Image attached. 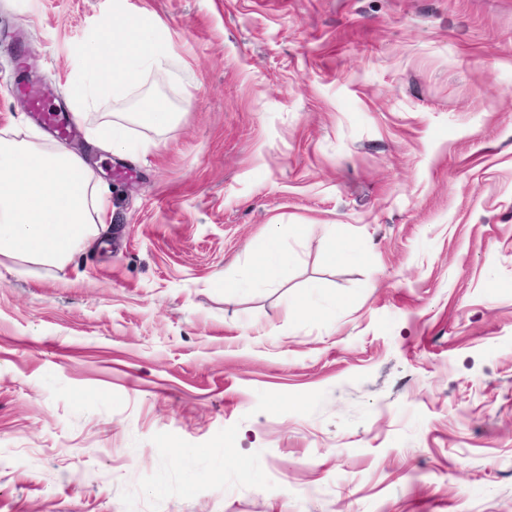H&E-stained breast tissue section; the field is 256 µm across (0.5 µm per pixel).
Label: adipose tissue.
Instances as JSON below:
<instances>
[{"instance_id":"1","label":"adipose tissue","mask_w":512,"mask_h":512,"mask_svg":"<svg viewBox=\"0 0 512 512\" xmlns=\"http://www.w3.org/2000/svg\"><path fill=\"white\" fill-rule=\"evenodd\" d=\"M111 210L110 196L67 144L0 137V255L62 265Z\"/></svg>"}]
</instances>
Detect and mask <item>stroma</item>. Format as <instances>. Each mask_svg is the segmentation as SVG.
<instances>
[{
  "instance_id": "obj_1",
  "label": "stroma",
  "mask_w": 512,
  "mask_h": 512,
  "mask_svg": "<svg viewBox=\"0 0 512 512\" xmlns=\"http://www.w3.org/2000/svg\"><path fill=\"white\" fill-rule=\"evenodd\" d=\"M123 5L175 61L89 122L180 117L84 146L65 264L0 256V512H512V0ZM108 6L0 0V131L52 140L17 49L68 101ZM288 264V253L282 247L279 238L270 237L267 248L261 261V279L266 283H274L279 275V271Z\"/></svg>"
}]
</instances>
